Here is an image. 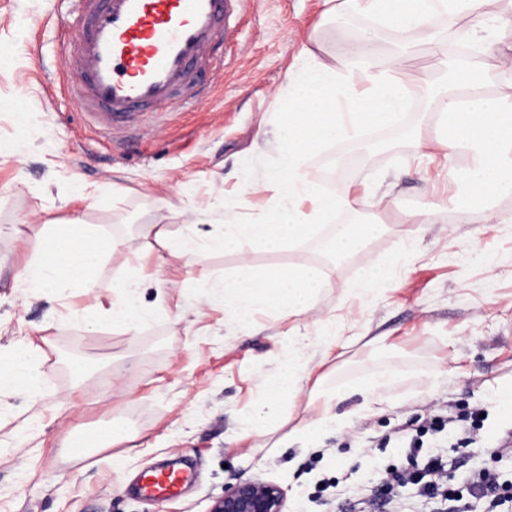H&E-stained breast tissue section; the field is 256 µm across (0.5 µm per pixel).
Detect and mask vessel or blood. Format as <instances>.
<instances>
[{"instance_id": "obj_1", "label": "vessel or blood", "mask_w": 512, "mask_h": 512, "mask_svg": "<svg viewBox=\"0 0 512 512\" xmlns=\"http://www.w3.org/2000/svg\"><path fill=\"white\" fill-rule=\"evenodd\" d=\"M81 26L67 56L76 106L107 134L137 127L166 102L205 97L196 67L219 58L242 0H80ZM188 473L147 471L149 496L178 497Z\"/></svg>"}]
</instances>
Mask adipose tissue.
<instances>
[{"mask_svg": "<svg viewBox=\"0 0 512 512\" xmlns=\"http://www.w3.org/2000/svg\"><path fill=\"white\" fill-rule=\"evenodd\" d=\"M336 8L364 15L376 28L393 31L406 52L435 16L477 19L495 14L497 0H338ZM374 43V30L366 31L346 45L341 68L303 66L289 72L288 106L279 118L281 160L271 176L272 182L281 185L283 200L265 223L228 226L223 236L209 240V248L241 250L249 245L282 250L311 236L334 210L349 207L348 197H324L315 179L301 170L300 161L329 140L356 141L363 129L386 126L404 109L409 81L400 70V60L379 58ZM422 90L439 129L436 143L443 156L462 147L469 150L462 175L473 194L481 198L511 195L512 64H504L497 83L491 85L480 67L470 68L440 54L434 57L432 74ZM307 202L312 205L308 211L303 208ZM384 230L381 224H340L327 245L332 255L343 259L365 251ZM118 245L117 239L78 221L62 230L50 227L23 264L20 277L32 288L88 289L91 271ZM325 286L318 264L271 269L260 275L245 270L225 277L208 301L222 305L225 317L235 322L259 305L307 311ZM135 288L127 276H120L106 310L112 327L131 331L142 324ZM285 369L287 378L265 380L248 430L264 429L278 420V407L290 395L288 382L297 376L294 364H286ZM43 385L33 346H16L7 361L0 362V396L21 389L35 397Z\"/></svg>", "mask_w": 512, "mask_h": 512, "instance_id": "obj_1", "label": "adipose tissue"}]
</instances>
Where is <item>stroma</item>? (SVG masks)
Returning a JSON list of instances; mask_svg holds the SVG:
<instances>
[{
  "instance_id": "obj_1",
  "label": "stroma",
  "mask_w": 512,
  "mask_h": 512,
  "mask_svg": "<svg viewBox=\"0 0 512 512\" xmlns=\"http://www.w3.org/2000/svg\"><path fill=\"white\" fill-rule=\"evenodd\" d=\"M483 37L495 50L480 64L497 79L512 56V0ZM78 0H0V354L17 342L48 365L46 392L0 399V512H209L226 485L261 479L286 493V512H360L378 492L373 473L404 472L413 462L402 429L423 454L447 461L465 488L483 469L512 487V456L498 452L512 432L500 403L512 391V196L475 204L465 222L406 221L434 204L455 213L468 196L451 180L423 131L425 156L412 161L416 115L361 144L331 143L307 155L309 174L333 176L348 194L346 222L376 220L386 231L342 262L324 261L328 286L302 313L251 311L243 323L205 306L212 287L242 259L258 268L311 261L318 241L281 253L234 250L187 265L165 247L191 233L206 240L228 224H259L280 199L266 181L280 163L273 137L288 103L287 74L317 62L340 67L343 44L362 33L359 14H331L325 0H245L224 52V76L201 78L202 102L167 105L163 124L147 121L115 141L75 105L61 45L80 27ZM375 192L373 206L361 201ZM79 220L118 239L98 265L95 288L32 290L18 273L48 224ZM385 271L373 301L351 291L364 268ZM140 282L139 329L111 328L98 303L111 297L115 272ZM164 280L151 285V275ZM336 343L319 341L322 322ZM303 340L296 393L268 429L244 433L264 378L278 375ZM87 367L78 382L71 360ZM391 371L398 383L370 406L367 385ZM353 386L334 398L346 424L336 434L300 438L311 395ZM482 410L464 433L435 424L446 410ZM115 422L125 441L81 457L62 445L74 426ZM178 460L194 479L179 497L146 498L129 481Z\"/></svg>"
}]
</instances>
